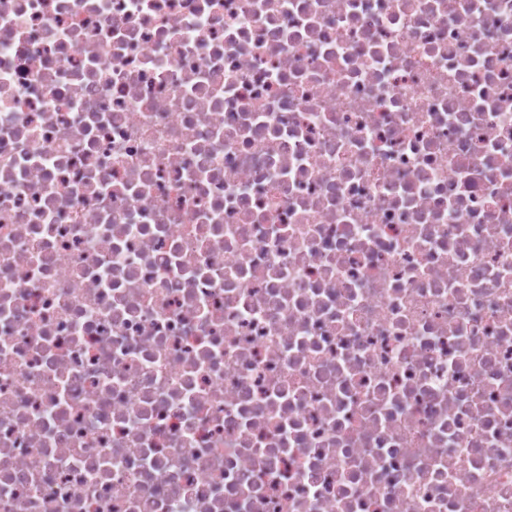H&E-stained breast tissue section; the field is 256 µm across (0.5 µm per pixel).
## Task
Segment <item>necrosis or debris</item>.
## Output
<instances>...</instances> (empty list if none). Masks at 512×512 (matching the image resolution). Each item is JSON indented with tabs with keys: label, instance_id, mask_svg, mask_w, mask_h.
I'll list each match as a JSON object with an SVG mask.
<instances>
[{
	"label": "necrosis or debris",
	"instance_id": "1",
	"mask_svg": "<svg viewBox=\"0 0 512 512\" xmlns=\"http://www.w3.org/2000/svg\"><path fill=\"white\" fill-rule=\"evenodd\" d=\"M0 512H512V0H0Z\"/></svg>",
	"mask_w": 512,
	"mask_h": 512
}]
</instances>
